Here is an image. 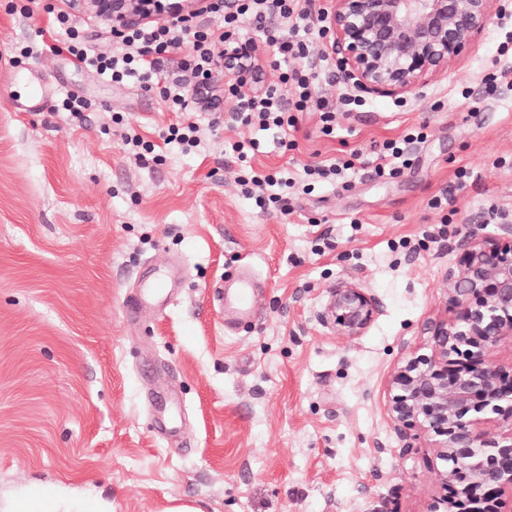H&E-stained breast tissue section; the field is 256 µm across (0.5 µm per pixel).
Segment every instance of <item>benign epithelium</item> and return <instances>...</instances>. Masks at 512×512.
Listing matches in <instances>:
<instances>
[{
	"label": "benign epithelium",
	"instance_id": "1",
	"mask_svg": "<svg viewBox=\"0 0 512 512\" xmlns=\"http://www.w3.org/2000/svg\"><path fill=\"white\" fill-rule=\"evenodd\" d=\"M119 32L144 21L171 23L208 10L209 0H80ZM502 11L501 0H332L330 50L341 79L365 92L399 96L448 75L475 38ZM254 56L241 45L219 55L205 81L233 77L248 86L250 70L236 58ZM466 225L454 244L460 253L448 269V303L454 318L429 327V353L409 358L393 375L389 414L397 432L434 438L444 468L436 477L446 494L428 512H501L512 493V371L497 362L499 341L512 337V224ZM379 312L378 301L354 283L330 289L320 322L336 335L360 336Z\"/></svg>",
	"mask_w": 512,
	"mask_h": 512
}]
</instances>
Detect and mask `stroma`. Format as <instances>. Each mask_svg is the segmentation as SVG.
Instances as JSON below:
<instances>
[{
    "label": "stroma",
    "instance_id": "stroma-1",
    "mask_svg": "<svg viewBox=\"0 0 512 512\" xmlns=\"http://www.w3.org/2000/svg\"><path fill=\"white\" fill-rule=\"evenodd\" d=\"M61 10L90 49L116 48L78 0H0V503L50 483L103 512L171 499L200 512H427L444 494L437 450L396 432L390 381L451 315L465 224L492 210L512 220V90L477 112L460 96L480 93L512 7L404 107L369 95L331 138L313 114L284 133L201 110L199 146L167 145L160 162L125 138L158 141L181 115L160 84H115L54 52ZM71 95L81 115L63 111ZM421 125L396 179L303 172ZM252 141L238 160L232 144ZM252 171L294 179L283 207L259 205L242 182ZM445 193L450 207L431 208ZM159 275L175 294L154 309L141 297ZM244 275L245 319L213 298ZM340 282L381 305L350 341L318 320Z\"/></svg>",
    "mask_w": 512,
    "mask_h": 512
}]
</instances>
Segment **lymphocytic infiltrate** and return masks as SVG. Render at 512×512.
<instances>
[{
    "instance_id": "f902f5d3",
    "label": "lymphocytic infiltrate",
    "mask_w": 512,
    "mask_h": 512,
    "mask_svg": "<svg viewBox=\"0 0 512 512\" xmlns=\"http://www.w3.org/2000/svg\"><path fill=\"white\" fill-rule=\"evenodd\" d=\"M224 13V38L240 33L245 21L280 19L283 28L268 33L266 40L275 50L272 68L277 78L264 89L245 94L236 86H229L223 95L233 99L238 117L259 124L262 129H285L297 125V115L312 112L318 117L319 130L332 135L336 130V115L355 112L366 104L365 99L349 92H340L337 100L323 96L318 89L320 62L311 56L304 40L306 34L325 38L329 30V8L325 0H233L231 11ZM56 29L65 32L66 51L76 62L95 67L121 84L131 76L152 79L161 74L165 55L187 50L185 68L197 76L209 71L214 62L213 34L195 29L187 21L177 24L147 23L118 32L119 52L109 56H89L83 30L73 16L58 12ZM289 86L291 99H283L280 88ZM220 95V96H223ZM219 95L204 88L197 92L201 109L219 105ZM423 129L409 130L402 138L388 139L373 147L371 161L375 177L388 180L400 176L413 162L414 144L424 142Z\"/></svg>"
}]
</instances>
